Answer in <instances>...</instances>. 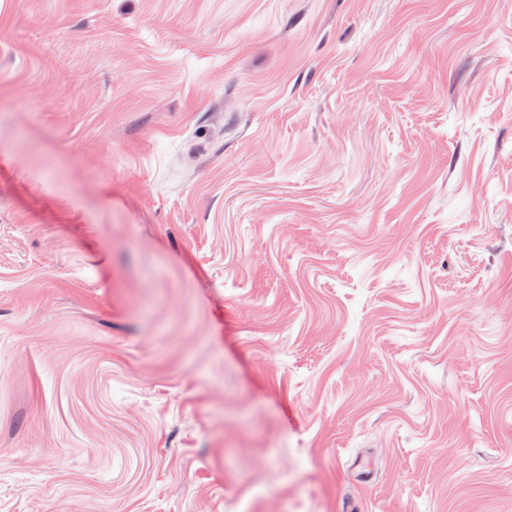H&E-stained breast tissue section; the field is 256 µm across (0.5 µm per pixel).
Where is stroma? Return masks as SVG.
<instances>
[{"instance_id": "stroma-1", "label": "stroma", "mask_w": 512, "mask_h": 512, "mask_svg": "<svg viewBox=\"0 0 512 512\" xmlns=\"http://www.w3.org/2000/svg\"><path fill=\"white\" fill-rule=\"evenodd\" d=\"M347 497L512 512V0H0V512Z\"/></svg>"}]
</instances>
